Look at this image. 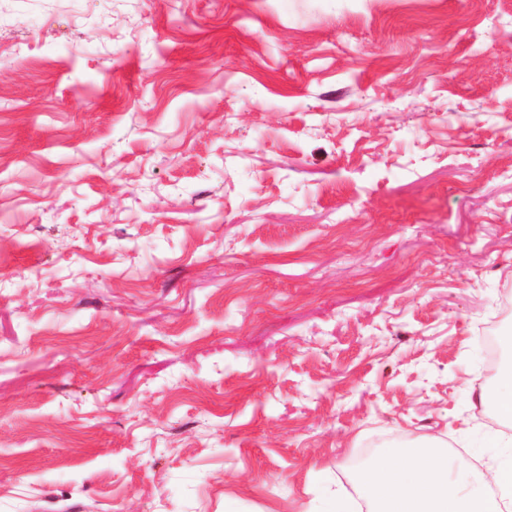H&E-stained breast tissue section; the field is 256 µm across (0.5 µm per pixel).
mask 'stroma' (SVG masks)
<instances>
[{"label": "stroma", "mask_w": 512, "mask_h": 512, "mask_svg": "<svg viewBox=\"0 0 512 512\" xmlns=\"http://www.w3.org/2000/svg\"><path fill=\"white\" fill-rule=\"evenodd\" d=\"M508 318L512 0H0V512H308Z\"/></svg>", "instance_id": "1"}]
</instances>
